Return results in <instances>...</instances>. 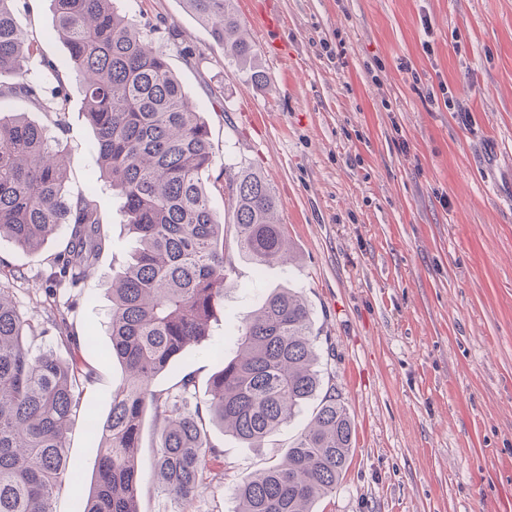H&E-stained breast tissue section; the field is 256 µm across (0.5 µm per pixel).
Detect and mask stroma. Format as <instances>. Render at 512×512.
Wrapping results in <instances>:
<instances>
[{"instance_id":"stroma-1","label":"stroma","mask_w":512,"mask_h":512,"mask_svg":"<svg viewBox=\"0 0 512 512\" xmlns=\"http://www.w3.org/2000/svg\"><path fill=\"white\" fill-rule=\"evenodd\" d=\"M161 48L208 123L211 203L232 266L207 340L154 388L182 374L206 386L209 355L274 288L306 300L325 385L348 408L355 446L315 512H512V0H243L237 18L267 76L252 83L184 0H115ZM18 27L37 44L34 70L67 65L52 0H17ZM71 194L91 193L110 239L96 273L57 304L94 350L63 345L46 321L49 239L28 253L0 240L25 273L14 299L35 349L79 355L97 375L81 403L106 417L122 370L106 357L113 271L136 242L97 169L80 85L65 76ZM260 172L280 200L292 265L255 268L235 243L224 187ZM311 407L244 447L212 428L223 482L185 512H234L246 475L280 459ZM98 441L76 421L68 453L83 480L63 481L54 512L87 494Z\"/></svg>"}]
</instances>
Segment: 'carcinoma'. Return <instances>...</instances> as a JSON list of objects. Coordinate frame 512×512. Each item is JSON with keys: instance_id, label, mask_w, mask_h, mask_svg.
<instances>
[{"instance_id": "cac0c4a2", "label": "carcinoma", "mask_w": 512, "mask_h": 512, "mask_svg": "<svg viewBox=\"0 0 512 512\" xmlns=\"http://www.w3.org/2000/svg\"><path fill=\"white\" fill-rule=\"evenodd\" d=\"M114 0H54V32L79 79L85 113L94 131L99 178L122 202L126 225L138 246L112 274L108 355L122 366L106 418L85 416L99 438L93 487L74 512H138L145 480L139 467L144 412L161 420L151 478L180 506L204 493L223 474L210 463L222 451L207 425L231 433L248 448L290 423L310 401L312 418L286 454L245 476L236 489L235 512H314L340 481L352 450L354 428L334 388L323 378L311 334L310 308L293 288H274L229 337L231 358L214 349L217 365L205 395L192 374L171 390L153 389L209 335L224 309L230 285L223 218L212 208L203 181L212 166L210 131L182 91L166 54L137 22L118 13ZM215 43L239 66L255 51L235 16L234 0H184ZM34 43L18 29L14 0H0V76L13 83L0 97L28 100L64 126L67 91L57 67L31 75ZM70 160L63 141L22 114L0 112V239L34 253L67 227L64 248L45 275L48 322L61 342L79 336L57 307L65 285L91 274L106 236L96 207L67 186ZM237 248L261 268L293 255L285 225L274 222L279 206L271 185L245 170L228 186ZM23 272L0 258V512H53L62 478H82L71 459L67 434L80 411V386L94 382L92 369L27 343L28 320L11 289Z\"/></svg>"}]
</instances>
